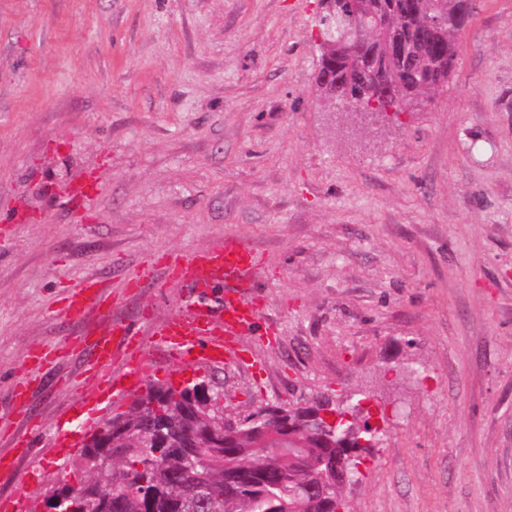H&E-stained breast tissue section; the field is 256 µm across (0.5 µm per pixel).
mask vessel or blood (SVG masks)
<instances>
[{
  "label": "vessel or blood",
  "instance_id": "obj_1",
  "mask_svg": "<svg viewBox=\"0 0 512 512\" xmlns=\"http://www.w3.org/2000/svg\"><path fill=\"white\" fill-rule=\"evenodd\" d=\"M158 267L165 271L164 285L186 284L196 290L184 307L153 327L151 343L163 347L169 360L185 368H203L238 357L236 343L240 336H273L272 326L262 324L263 307L252 294L257 258L245 242L227 239L189 255L152 257L127 275L126 292H138L146 281L152 280ZM63 309L75 317L90 311L107 313L108 326L99 336H79L51 351L38 352L41 362L73 348L84 350V370L96 378L98 400L102 403L145 382L150 372L146 344L137 328L112 317V298L103 282L87 280L72 288L63 300ZM85 404L81 398L72 406L74 416L80 419L78 428L56 435V461H66L79 450L89 426L82 418ZM42 431V423L29 417L24 433H10L12 453H0L1 475L14 473L16 458L28 455L33 436Z\"/></svg>",
  "mask_w": 512,
  "mask_h": 512
}]
</instances>
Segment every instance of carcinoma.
Instances as JSON below:
<instances>
[{
	"label": "carcinoma",
	"mask_w": 512,
	"mask_h": 512,
	"mask_svg": "<svg viewBox=\"0 0 512 512\" xmlns=\"http://www.w3.org/2000/svg\"><path fill=\"white\" fill-rule=\"evenodd\" d=\"M474 9L473 0H370L364 41L320 59L319 70L339 77L352 57L370 54L395 36L410 45L411 53L403 60L389 58L357 79L328 85L327 96L336 106L359 112L373 103L381 85L392 82L405 103H427L455 72L458 39ZM329 407L326 400L310 407L262 409L266 423L280 424L285 435L298 432L309 444L296 462L281 453L264 468L250 449L251 435L228 438L220 434L213 413L196 408L190 391L151 386L128 414L115 417L119 426L106 427L95 442L94 452L110 453L124 468L101 474L85 446L80 457L89 479L79 486L65 483L60 492H97L106 486L112 493L106 512H336L341 485L324 479L321 460L346 453L357 463L362 447L356 441L350 447L336 439L322 441L309 432L315 417ZM193 448L210 450L206 480L194 487L180 479Z\"/></svg>",
	"instance_id": "obj_1"
}]
</instances>
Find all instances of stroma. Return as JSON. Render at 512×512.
Returning <instances> with one entry per match:
<instances>
[{
  "label": "stroma",
  "mask_w": 512,
  "mask_h": 512,
  "mask_svg": "<svg viewBox=\"0 0 512 512\" xmlns=\"http://www.w3.org/2000/svg\"><path fill=\"white\" fill-rule=\"evenodd\" d=\"M458 67L394 120L336 115L317 90L320 0H0V443L42 420L24 512L83 479L54 430L95 384L83 358L29 360L98 313L58 315L69 286L123 292L165 252L234 237L259 258L264 365L178 371L149 348L145 386L213 384L224 417L371 390L380 438L343 512H512V0H476ZM102 192L78 219L71 186ZM189 291L113 307L141 324ZM34 376L23 404L10 400Z\"/></svg>",
  "instance_id": "35a3bbf8"
}]
</instances>
